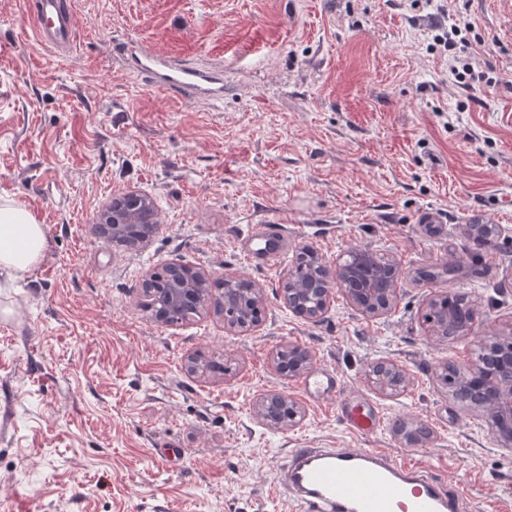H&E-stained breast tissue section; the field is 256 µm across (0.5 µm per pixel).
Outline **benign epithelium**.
Masks as SVG:
<instances>
[{
    "label": "benign epithelium",
    "mask_w": 512,
    "mask_h": 512,
    "mask_svg": "<svg viewBox=\"0 0 512 512\" xmlns=\"http://www.w3.org/2000/svg\"><path fill=\"white\" fill-rule=\"evenodd\" d=\"M110 225L112 240H118L126 224L158 222L154 200L138 191H129L112 199L102 216ZM306 251L319 266V274L305 288L280 291L281 298L296 315L318 320L327 311L333 288L344 290L349 302L363 313L378 316L397 300L401 270L388 257H377L367 249L353 248L346 258L329 265L312 248ZM176 277L175 285L162 291L163 307L167 314L202 307L213 299L212 275L177 263L170 264ZM485 356L474 367L458 373L459 382L453 399L465 410L476 412L486 419L499 446L512 450V336H485L481 339ZM294 359L293 374L306 371L311 353L300 346H288ZM369 381L385 393H395L404 387L406 377L393 362L381 360L369 370ZM286 399L272 393L255 406L256 416L267 424L276 425V403Z\"/></svg>",
    "instance_id": "obj_1"
}]
</instances>
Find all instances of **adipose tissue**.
Instances as JSON below:
<instances>
[{
	"label": "adipose tissue",
	"instance_id": "obj_1",
	"mask_svg": "<svg viewBox=\"0 0 512 512\" xmlns=\"http://www.w3.org/2000/svg\"><path fill=\"white\" fill-rule=\"evenodd\" d=\"M45 250V230L32 213L11 202H0V275L23 276Z\"/></svg>",
	"mask_w": 512,
	"mask_h": 512
}]
</instances>
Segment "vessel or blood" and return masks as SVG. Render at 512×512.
Returning <instances> with one entry per match:
<instances>
[{
  "mask_svg": "<svg viewBox=\"0 0 512 512\" xmlns=\"http://www.w3.org/2000/svg\"><path fill=\"white\" fill-rule=\"evenodd\" d=\"M28 12L40 45L70 50L75 20L71 0H30ZM130 57L148 86L214 104L224 99V69L197 65L133 44ZM336 376L322 369L303 383L305 393L323 404L334 401ZM355 431L380 426L379 413L351 410ZM279 484L296 494L300 512H469L463 486L449 487L412 455L386 448H293Z\"/></svg>",
  "mask_w": 512,
  "mask_h": 512,
  "instance_id": "b4317fda",
  "label": "vessel or blood"
}]
</instances>
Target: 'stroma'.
<instances>
[{"label": "stroma", "mask_w": 512, "mask_h": 512, "mask_svg": "<svg viewBox=\"0 0 512 512\" xmlns=\"http://www.w3.org/2000/svg\"><path fill=\"white\" fill-rule=\"evenodd\" d=\"M25 0H0V201L43 224V259L0 277V512H296L275 493L292 448L418 453L476 512H512V451L436 377L471 368L476 344L512 326V7L506 0H72L69 53L35 44ZM473 28L463 57L486 79L455 83L430 44L449 13ZM224 65L210 106L145 86L121 45ZM150 195L159 223L132 250L91 230L113 197ZM434 210L437 224H422ZM507 234L479 246L464 225ZM274 221L280 253L249 229ZM328 262L352 248L396 259L397 305L379 317L335 291L318 321L279 289L300 247ZM172 261L260 285L265 319L233 334L211 310L175 323L139 305L141 281ZM461 292L470 334L428 335L423 306ZM307 347L338 378L334 403L278 372ZM380 359L409 385L367 380ZM271 392L300 423L254 414ZM383 420L351 432L342 407ZM425 425L409 445L397 424Z\"/></svg>", "instance_id": "35a3bbf8"}]
</instances>
